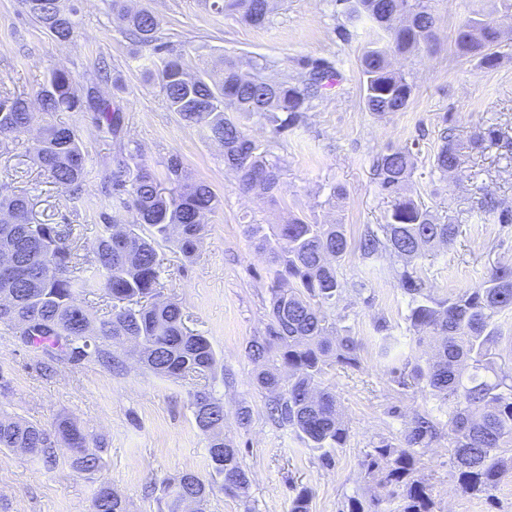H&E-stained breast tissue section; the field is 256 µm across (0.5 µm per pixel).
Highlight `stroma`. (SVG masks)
Listing matches in <instances>:
<instances>
[{
  "mask_svg": "<svg viewBox=\"0 0 512 512\" xmlns=\"http://www.w3.org/2000/svg\"><path fill=\"white\" fill-rule=\"evenodd\" d=\"M70 2L77 9L76 33L73 42L60 43L30 21L18 0H0V91L36 96L56 69L67 70L80 86L99 61H107L124 90L108 86L104 92L119 95L126 136L137 142L157 176H164L166 158L176 154L194 178L217 193L222 205L207 217L195 257L171 244L160 248V282L164 298L182 307L187 327L206 336L217 353L211 386L224 400V431L239 448L251 483L247 497L227 495L212 469L209 439L197 428L191 407V395L203 381L157 376L127 351L115 352L109 364L92 355L60 360L0 330V374L9 382L0 396V415L47 429L68 416L97 438L103 458L101 469L87 476L71 468L63 446L50 467L35 456L0 449V512H90L103 484L126 501L128 512H165L166 484L185 473L210 486L206 512H290L304 487L311 492L310 512H343L349 498L374 495L359 466L364 451L379 439L399 438L405 422L435 403L422 389H399L378 358L380 323L404 357L414 358L417 350L407 321L408 297L391 274L389 259L363 258L357 248L367 228L386 223L390 209L373 160L389 146L409 149L411 195L440 223L459 227L452 245L416 263L431 293L456 295L478 287L493 267L512 266V224L498 223L482 209L488 195L512 207V12H504L500 0H430L437 18L431 42L395 62L414 85L410 104L406 111L377 116L364 108L359 66L372 24L347 22L334 0H283L260 29L214 13L204 0H133L159 14L164 32H175L176 49L204 48L212 64L227 54L264 59L301 79L305 60L333 62L340 77L304 123L283 135L262 120L244 123L245 133L266 143L284 167L282 191L273 203L243 193L224 167L221 147L170 112L158 87L144 82L142 61L106 0ZM477 12L508 33L492 67L456 55V32ZM56 118L82 135L88 169L83 200H68L47 174L23 162L21 155L35 138L31 132L12 151L0 149V188L28 197L38 221L73 225L70 244L85 257L97 214L111 204L103 183L115 168L112 140L98 135L83 113L60 112ZM447 126L460 148V166L443 175L433 158ZM479 136L484 142L477 148L473 142ZM291 214L313 224L340 222L351 242L337 264L342 297L326 314L339 334L358 341L359 364L328 367L322 377L349 427L345 445L332 449L327 465L321 449L269 417V397L257 386V366L246 353L268 322L272 271L244 227L279 224ZM243 405L251 409L245 426L237 421ZM420 474L432 488L436 512H512V469L503 472L491 494L462 493L447 439L425 450Z\"/></svg>",
  "mask_w": 512,
  "mask_h": 512,
  "instance_id": "1",
  "label": "stroma"
}]
</instances>
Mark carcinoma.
<instances>
[{
  "label": "carcinoma",
  "mask_w": 512,
  "mask_h": 512,
  "mask_svg": "<svg viewBox=\"0 0 512 512\" xmlns=\"http://www.w3.org/2000/svg\"><path fill=\"white\" fill-rule=\"evenodd\" d=\"M132 0H108L112 18L130 45L150 47L153 56L143 78L159 87L170 109L188 125L202 128L208 140L224 150V166L246 193L257 191L276 201L282 166L265 144L242 130L240 118L256 117L272 123L276 133L303 122L322 102L325 90L339 77L331 65L315 64L297 80L284 69L265 75L267 64L224 55L214 71L189 53L173 47V34L162 31L159 18L136 10ZM277 0H210L219 14H235L241 21L263 28L270 22ZM347 19L366 17L375 24L372 46L362 55L363 103L383 116L405 111L414 86L392 68L391 59L427 44L436 20L428 0H336ZM30 20L60 43L75 33V8L64 11L60 0H20ZM501 32L493 21L471 18L458 32L457 55L479 57L495 65ZM118 88L117 78L98 69L80 89L70 75L55 70L37 93L40 110L82 112L94 127L112 135L118 170L105 193L112 213H100V228L91 250L93 274L86 275L81 258L66 241L71 224L33 221L24 196L0 197V251L11 255L0 268V325L61 359L76 361L87 350L112 361L111 349L135 340L139 361L156 375L179 379L215 374L217 355L209 339L185 327L182 307L162 301L158 248L171 242L187 258L193 257L204 234V218L217 211L220 200L211 186L193 181L176 155L164 162L160 181L138 157L131 141L121 137L123 107L107 98L106 81ZM31 101L21 94L0 96V148L5 149L29 130ZM442 144L433 166L442 173L459 167V148L451 130L441 133ZM31 159L47 172L71 200L85 192L86 154L77 129L47 122L31 149ZM381 194L391 199L386 223L366 229L358 248L365 258L392 257L403 262L397 272L409 295L407 321L417 333L415 362L390 364L392 380L402 389H427L441 421L430 412L416 414L404 424L400 439L382 438L367 450L360 466L364 478L382 489L398 491V512H434L430 486L416 477L422 451L448 428V448L459 489L468 494L490 492L504 467L512 466V334L498 316L512 312V266L494 267L482 284L454 296L436 297L417 275L412 263L439 245H451L456 224L434 221L427 208L405 192L412 161L407 149L388 147L373 162ZM485 212L501 224L512 222V209L500 201L484 200ZM244 233L268 256L273 266L269 288L268 323L261 336L247 345L249 358L261 365L259 388L270 395V413L300 433L315 448L345 444L349 428L336 395L322 386L325 367L358 365V342L335 336L323 306L336 304L342 294L336 262L348 251L343 224H311L291 215L266 232L261 224H247ZM104 290L112 299L109 318L94 317L79 299ZM199 430L208 435V454L214 472L223 476L224 492L247 495L250 478L242 467L239 449L224 436V402L210 391H197L192 400ZM71 451L70 466L93 474L102 467L100 448L67 417L56 420L54 433L30 423L0 417V448H26L44 464L56 461L55 441ZM196 497V512H204L208 490L193 474H184L165 487L167 512H181V500ZM377 496L351 498L347 512H386ZM91 512H126L125 501L107 486L96 491Z\"/></svg>",
  "instance_id": "carcinoma-1"
}]
</instances>
